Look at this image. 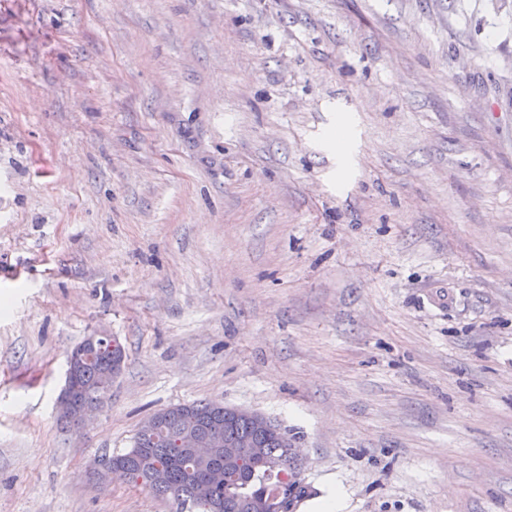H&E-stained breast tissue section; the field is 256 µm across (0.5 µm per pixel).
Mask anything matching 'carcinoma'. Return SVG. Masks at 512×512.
Wrapping results in <instances>:
<instances>
[{
  "mask_svg": "<svg viewBox=\"0 0 512 512\" xmlns=\"http://www.w3.org/2000/svg\"><path fill=\"white\" fill-rule=\"evenodd\" d=\"M110 359L123 363L121 346L77 366L70 388L75 407L95 405L101 394L112 388L107 370ZM153 417L159 420L158 430L137 429L132 448L115 453L135 486L170 497L182 509L190 506L201 512H242L246 498L263 501L270 509L284 502L294 507L312 495L305 479L294 476L298 464L289 454L291 437L270 422L259 427L253 417L235 408L206 401L169 407ZM192 430L220 444L213 456L200 459L186 447ZM250 437L266 450V461L240 455L237 443ZM224 468L228 469L224 485L216 487L205 480L209 471ZM155 470L164 473L159 484L149 477Z\"/></svg>",
  "mask_w": 512,
  "mask_h": 512,
  "instance_id": "obj_1",
  "label": "carcinoma"
}]
</instances>
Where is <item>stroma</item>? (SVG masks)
Listing matches in <instances>:
<instances>
[{
	"label": "stroma",
	"instance_id": "stroma-1",
	"mask_svg": "<svg viewBox=\"0 0 512 512\" xmlns=\"http://www.w3.org/2000/svg\"><path fill=\"white\" fill-rule=\"evenodd\" d=\"M200 400L342 512H512V0H0V512H180L86 468ZM83 351H76L74 354L69 356L68 366L69 371L67 375V387L66 391H62L59 399V410L62 416H70L72 421L82 424L86 421L87 416L98 409L107 399L109 393H105L97 406L93 408H86L78 410L75 415L73 413L70 397L72 403L76 408H83L86 406L95 405L99 397L105 390L112 388V377L108 373V358L109 354L107 349L102 353L96 355L95 359L91 362H84L78 365L83 358ZM76 369L75 380L72 383V377ZM71 387V388H70ZM70 389V397L68 391Z\"/></svg>",
	"mask_w": 512,
	"mask_h": 512
}]
</instances>
